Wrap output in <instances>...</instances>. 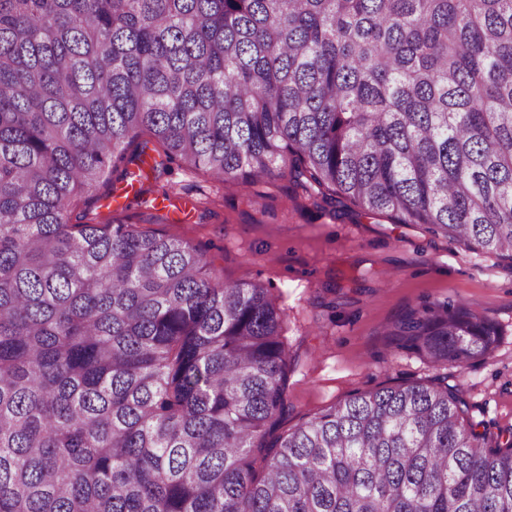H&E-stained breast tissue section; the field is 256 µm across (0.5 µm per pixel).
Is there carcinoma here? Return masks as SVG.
I'll use <instances>...</instances> for the list:
<instances>
[{"label":"carcinoma","instance_id":"cac0c4a2","mask_svg":"<svg viewBox=\"0 0 512 512\" xmlns=\"http://www.w3.org/2000/svg\"><path fill=\"white\" fill-rule=\"evenodd\" d=\"M150 151L512 260V0H0V512H512V431L440 378L280 430L268 289L76 211ZM385 335L464 369L499 332L459 302Z\"/></svg>","mask_w":512,"mask_h":512}]
</instances>
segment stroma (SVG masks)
<instances>
[{
  "label": "stroma",
  "instance_id": "obj_1",
  "mask_svg": "<svg viewBox=\"0 0 512 512\" xmlns=\"http://www.w3.org/2000/svg\"><path fill=\"white\" fill-rule=\"evenodd\" d=\"M172 185L187 212L153 208ZM129 197L125 223L202 247L225 282H259L284 316V342L295 360L288 376L291 428L358 391L403 381L446 378L467 417L490 431L512 429V261L486 256L429 233L368 215L349 200L323 202L284 176L219 185L201 170L148 176ZM216 198L210 211L193 208ZM463 302L488 316L501 336L492 356L460 370L436 369L394 351L382 331L406 309Z\"/></svg>",
  "mask_w": 512,
  "mask_h": 512
}]
</instances>
